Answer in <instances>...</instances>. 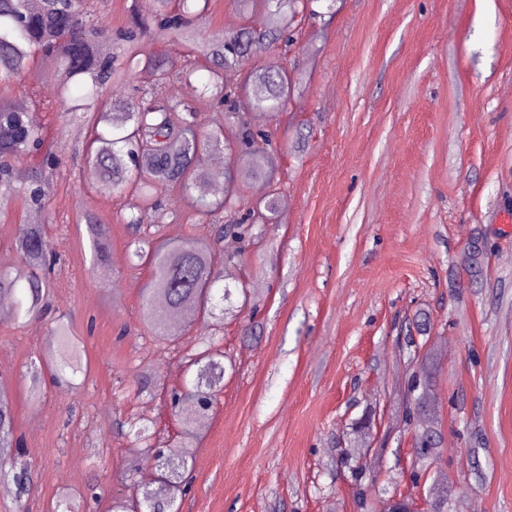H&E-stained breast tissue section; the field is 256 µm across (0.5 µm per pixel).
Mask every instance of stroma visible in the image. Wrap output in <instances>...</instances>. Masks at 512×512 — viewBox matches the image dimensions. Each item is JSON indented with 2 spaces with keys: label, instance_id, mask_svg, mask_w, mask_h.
<instances>
[{
  "label": "stroma",
  "instance_id": "stroma-1",
  "mask_svg": "<svg viewBox=\"0 0 512 512\" xmlns=\"http://www.w3.org/2000/svg\"><path fill=\"white\" fill-rule=\"evenodd\" d=\"M315 8L279 58L304 94L269 126L281 207L241 274L256 308L219 327L191 315L175 344L143 320L149 270L129 261L124 195L95 180L57 113L36 109L44 151L63 162L41 178L58 263L44 315L0 319V390L35 471L30 495H0V512H47L64 494L76 512H108L138 494L142 450L112 424L140 419L178 451L171 393L210 342L224 387L195 425L179 512H385L393 492L425 498L399 401L418 346L439 361L430 480L449 512H512V0ZM88 213L110 229L98 267ZM59 317L87 367L35 397L28 371L55 353ZM355 446L359 485L343 462Z\"/></svg>",
  "mask_w": 512,
  "mask_h": 512
}]
</instances>
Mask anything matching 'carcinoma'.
Instances as JSON below:
<instances>
[{"instance_id":"1","label":"carcinoma","mask_w":512,"mask_h":512,"mask_svg":"<svg viewBox=\"0 0 512 512\" xmlns=\"http://www.w3.org/2000/svg\"><path fill=\"white\" fill-rule=\"evenodd\" d=\"M312 0H237L245 12L263 13L258 27L222 34L206 29L200 21L209 13L211 0H156L155 12L146 17L130 10L125 26L114 31L84 0H41L36 10L28 0H0V204L18 192L24 180L16 162L37 152L42 132L33 113L18 108L8 94L23 78L39 80L35 62L49 56L56 62L47 76L55 88L52 106L67 123L86 130V161L99 179L128 194L130 214L126 224L134 232L145 225L184 222L207 224L213 241L189 239L176 244L156 241L145 234L134 241L133 255L150 266V280L142 301L144 320L160 339L173 342L181 335L169 315L190 308L206 317L212 314L214 294H219L221 314L231 317L243 308L233 300L234 292L251 299L241 280L231 287L224 282V267L242 262L256 241L255 226L267 224L277 214L278 195L269 192L251 206L238 194L237 170L208 167L203 155L223 148L246 161L253 179L271 183L276 157L268 134L249 122L239 125L235 140H223V125L240 110L253 109L275 118L303 92L298 74L275 63L258 59L271 55L279 45L294 44L292 22ZM181 40L191 55L176 67L166 61L154 45ZM143 69L153 72V82L138 81ZM205 71L201 77L198 72ZM213 103L215 115L204 119L183 100L163 101L160 89L168 83L192 86ZM224 181V198L208 200L194 195L205 182ZM177 191L187 202L186 214L169 211L156 198L159 187ZM28 221L20 225L14 243L19 261L0 268V297L14 299V319L24 324L37 318L46 290L42 276L51 273L56 257L49 250L45 225L34 221L43 215L45 203L38 177L29 179L25 192ZM241 211L239 218L223 221L227 211ZM93 262L107 261L110 239L107 226L86 215ZM231 237L241 250L222 261L214 243ZM59 347L48 368L58 378L82 368L83 350L66 325L57 328ZM224 355L209 350L192 354L187 368L193 369L174 404L186 405L181 413L186 440L194 437V425L209 415L214 393L224 384ZM438 359L428 350L421 368L407 389L406 419L414 429L416 456L410 481L418 486L443 451L438 429L436 402L431 395ZM136 437L143 441L146 462L153 464L157 488L142 487L140 504L146 512H178L177 502L188 492V455L161 453L150 442L149 427L139 426ZM0 477L9 478L18 496L30 493L31 469L18 462L22 456L15 437L12 406L0 395Z\"/></svg>"}]
</instances>
